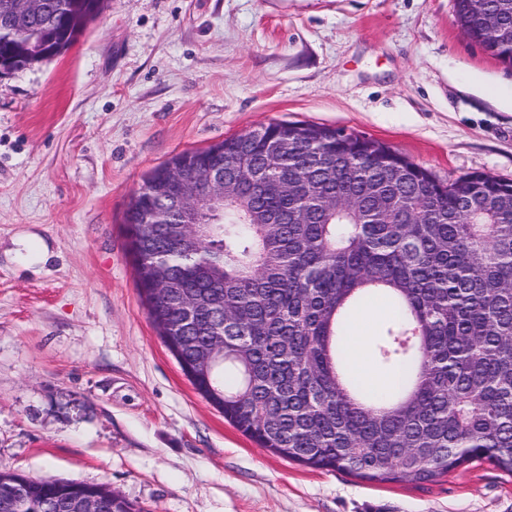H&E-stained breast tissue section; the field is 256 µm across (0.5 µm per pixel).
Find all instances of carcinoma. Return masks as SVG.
<instances>
[{"label":"carcinoma","instance_id":"1","mask_svg":"<svg viewBox=\"0 0 512 512\" xmlns=\"http://www.w3.org/2000/svg\"><path fill=\"white\" fill-rule=\"evenodd\" d=\"M111 0H0V61L11 74L64 54ZM464 35L512 68V0H454ZM184 151L199 170L241 168L217 223L187 222L159 190L137 191L158 224L126 225L136 283L159 336L195 390L259 447L304 466L379 482L433 481L473 461L512 475V182H452L386 144L301 122L260 125ZM288 140V153L272 147ZM288 182V189L276 185ZM177 287L158 291L156 264ZM391 316L374 366L398 379L370 390L346 336L373 300ZM224 339V358L200 354ZM45 512H141L105 483L0 468V512L18 482Z\"/></svg>","mask_w":512,"mask_h":512}]
</instances>
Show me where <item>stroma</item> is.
<instances>
[{
	"instance_id": "stroma-1",
	"label": "stroma",
	"mask_w": 512,
	"mask_h": 512,
	"mask_svg": "<svg viewBox=\"0 0 512 512\" xmlns=\"http://www.w3.org/2000/svg\"><path fill=\"white\" fill-rule=\"evenodd\" d=\"M512 180V70L451 0H112L0 76V468L145 512H512L478 461L368 482L260 448L194 389L135 281L126 204L173 155L268 122Z\"/></svg>"
}]
</instances>
